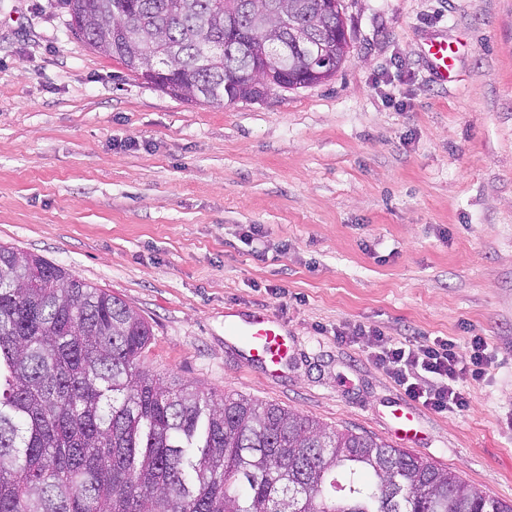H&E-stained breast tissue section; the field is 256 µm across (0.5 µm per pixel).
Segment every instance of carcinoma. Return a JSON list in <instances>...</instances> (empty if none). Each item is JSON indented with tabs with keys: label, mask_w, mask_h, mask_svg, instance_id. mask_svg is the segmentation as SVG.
<instances>
[{
	"label": "carcinoma",
	"mask_w": 512,
	"mask_h": 512,
	"mask_svg": "<svg viewBox=\"0 0 512 512\" xmlns=\"http://www.w3.org/2000/svg\"><path fill=\"white\" fill-rule=\"evenodd\" d=\"M273 0H62L69 27L127 70L165 61L221 104L264 95L245 55L311 79L281 51ZM303 36L319 0H289ZM127 37L117 41L113 30ZM344 32L328 43L334 66ZM145 318L33 252L0 246V512H512L400 448L140 367Z\"/></svg>",
	"instance_id": "obj_1"
}]
</instances>
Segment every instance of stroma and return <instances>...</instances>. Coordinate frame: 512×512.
Masks as SVG:
<instances>
[{"mask_svg": "<svg viewBox=\"0 0 512 512\" xmlns=\"http://www.w3.org/2000/svg\"><path fill=\"white\" fill-rule=\"evenodd\" d=\"M327 83L184 101L68 28L0 0V245L115 294L152 329L142 365L397 445L512 503V0H342ZM455 51L448 84L426 50ZM281 322L278 376L226 334ZM359 325L491 363L470 408L409 399ZM338 16L339 15L337 13L335 20L333 21L336 23V37L334 35L331 41L327 44V54L334 62V66L331 72L323 76L327 80L331 79V77H333L336 74V72L341 67L343 61L345 60L349 53V44L345 36V33L344 31L340 32L339 30L340 25L343 24V22L340 20V17Z\"/></svg>", "mask_w": 512, "mask_h": 512, "instance_id": "1", "label": "stroma"}]
</instances>
